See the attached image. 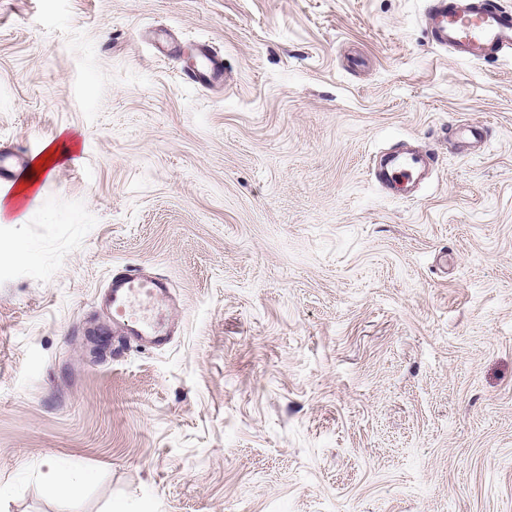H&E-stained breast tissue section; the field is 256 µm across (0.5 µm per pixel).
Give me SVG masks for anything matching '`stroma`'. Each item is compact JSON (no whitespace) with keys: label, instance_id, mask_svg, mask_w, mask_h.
<instances>
[{"label":"stroma","instance_id":"1","mask_svg":"<svg viewBox=\"0 0 512 512\" xmlns=\"http://www.w3.org/2000/svg\"><path fill=\"white\" fill-rule=\"evenodd\" d=\"M428 3L0 0V144L77 145L0 217V512H512V51ZM119 269L167 348L96 331ZM426 21L432 43L473 61L512 49V10L487 0H430ZM196 50L200 58V67L192 73L181 72V78L200 85L209 84L219 79L224 70L223 62L208 52L206 44H198ZM427 153L420 150L397 152L385 167L373 168V176L382 186L386 183L412 182L425 164ZM86 481V476L82 473L55 467L49 469L45 474L46 487L53 492L64 491L71 495H78Z\"/></svg>","mask_w":512,"mask_h":512}]
</instances>
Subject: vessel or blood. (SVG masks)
I'll list each match as a JSON object with an SVG mask.
<instances>
[{"label": "vessel or blood", "instance_id": "1", "mask_svg": "<svg viewBox=\"0 0 512 512\" xmlns=\"http://www.w3.org/2000/svg\"><path fill=\"white\" fill-rule=\"evenodd\" d=\"M426 21L432 43L473 61L496 59L512 49V9L498 0H430ZM199 67L185 74L194 84H208L220 78L224 64L212 56L206 45H198ZM30 148L0 147V189L11 185L27 168ZM426 161L419 150L397 152L383 167L374 169L382 184L412 182ZM171 301L168 284L161 278L131 273L113 274L104 302L113 334L121 341L141 346H164L170 331L164 319Z\"/></svg>", "mask_w": 512, "mask_h": 512}]
</instances>
